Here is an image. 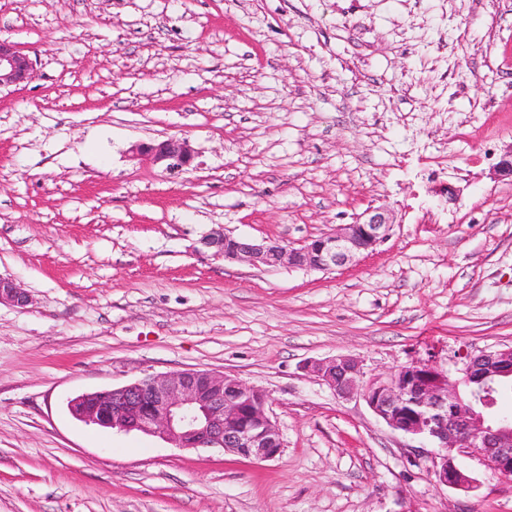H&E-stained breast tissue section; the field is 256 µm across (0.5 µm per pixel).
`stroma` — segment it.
I'll list each match as a JSON object with an SVG mask.
<instances>
[{"label":"stroma","mask_w":512,"mask_h":512,"mask_svg":"<svg viewBox=\"0 0 512 512\" xmlns=\"http://www.w3.org/2000/svg\"><path fill=\"white\" fill-rule=\"evenodd\" d=\"M35 64L0 91V512H512L304 366L367 377L512 347V0H0ZM187 141L180 172L132 158ZM460 189L456 202L441 185ZM370 207L388 238L333 271L199 252L299 245ZM263 390L258 461L75 419L147 374ZM29 301L27 291L9 278L0 277V305L9 304L24 307Z\"/></svg>","instance_id":"1"}]
</instances>
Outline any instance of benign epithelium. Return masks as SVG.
Here are the masks:
<instances>
[{
	"label": "benign epithelium",
	"mask_w": 512,
	"mask_h": 512,
	"mask_svg": "<svg viewBox=\"0 0 512 512\" xmlns=\"http://www.w3.org/2000/svg\"><path fill=\"white\" fill-rule=\"evenodd\" d=\"M34 78L32 59L18 46L0 39V89L26 85ZM132 155L169 170L190 166L188 144L170 138L132 146ZM393 215L385 207L368 208L351 224L297 247L272 240H247L218 229L200 239L203 248L227 261L276 269L283 265L328 271L343 266L386 239ZM27 291L0 277V305L24 307ZM457 377L429 358L364 380L360 362L348 355L311 361L305 371L337 396L362 397L391 429L420 438L436 448L435 481L468 492L477 480L459 465L479 461L500 479H512V421L492 413L496 379H512V347L461 356ZM416 407L409 416L393 414L404 398ZM73 415L86 423L140 431L171 440L180 448H223L260 461L282 451L280 434L268 415L267 397L255 386L206 370L147 375L118 388L83 394L70 402Z\"/></svg>",
	"instance_id": "benign-epithelium-1"
}]
</instances>
